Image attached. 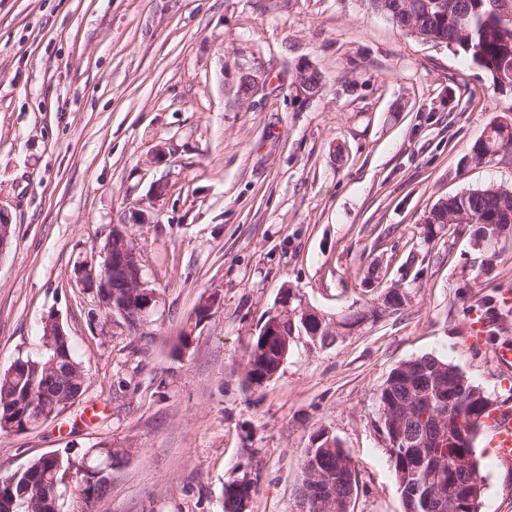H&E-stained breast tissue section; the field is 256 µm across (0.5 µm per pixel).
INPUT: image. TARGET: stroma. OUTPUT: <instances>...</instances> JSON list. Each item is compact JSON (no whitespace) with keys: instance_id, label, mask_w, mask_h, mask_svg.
<instances>
[{"instance_id":"1","label":"stroma","mask_w":512,"mask_h":512,"mask_svg":"<svg viewBox=\"0 0 512 512\" xmlns=\"http://www.w3.org/2000/svg\"><path fill=\"white\" fill-rule=\"evenodd\" d=\"M301 62L327 79L303 105ZM493 121L512 122L511 94L371 0H0V369L43 355L53 314L86 373L59 416L0 432V477L106 446L125 455L92 512H224L244 479L243 512H293L323 432L355 462L352 512H403L375 427L394 367L434 356L512 405V368L493 358L512 341V236L487 248L449 224L422 238L439 199L512 187V152L468 156ZM116 225L158 295L138 334L72 281ZM395 284L404 308L327 345L296 333L277 376L245 385L247 348L283 301L332 328ZM212 292L221 304L196 324ZM489 298L504 318L482 342ZM490 440L475 442L480 512H512V461L488 458ZM251 481H239L229 484L224 489V509L225 512H240L243 509L242 502L247 498L252 490Z\"/></svg>"}]
</instances>
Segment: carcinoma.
I'll use <instances>...</instances> for the list:
<instances>
[{"label": "carcinoma", "mask_w": 512, "mask_h": 512, "mask_svg": "<svg viewBox=\"0 0 512 512\" xmlns=\"http://www.w3.org/2000/svg\"><path fill=\"white\" fill-rule=\"evenodd\" d=\"M499 0H372L377 11L385 14L402 34L420 41L442 44L453 52L464 53L501 92L512 91V16L499 11ZM302 90L313 98L324 88L321 73L313 68L301 80ZM512 150V129L502 122L489 124L486 136L469 150L477 163L490 162ZM445 224H467L471 236L481 242L493 237L496 229L512 227V188L487 186L469 189L447 198L440 222H424L423 240L430 241ZM408 302L401 288H388L385 305L396 312ZM45 354L37 359L17 358L0 371V432L9 424L16 431L36 425L39 417L57 416L79 398L85 385V372L72 354L69 338L47 335L42 325ZM276 336L266 344L261 336L251 343L245 368V381L251 387L270 382L280 370L281 356ZM444 386L443 411L464 420L468 437L448 448L429 438L422 448L388 441V452L395 477L402 490L403 505L410 512H438L434 496L443 494L464 503L468 512H478L483 493L475 455V440L481 428L476 404L483 391L455 365L434 356H422L393 368L381 385L377 407L389 409L384 432L404 429L423 434L429 424L428 405L413 399L435 383ZM315 446L307 449L308 465L334 487L336 496L313 495L308 512H351L348 494L356 485V467L339 440L327 445L317 435ZM124 457L116 448H69L31 460L10 476L0 477V512H70V506L83 502L85 507L103 494L112 478V468ZM463 457L469 468L454 471L448 459ZM253 482L240 481L224 489L225 512H241L242 502Z\"/></svg>", "instance_id": "obj_1"}]
</instances>
